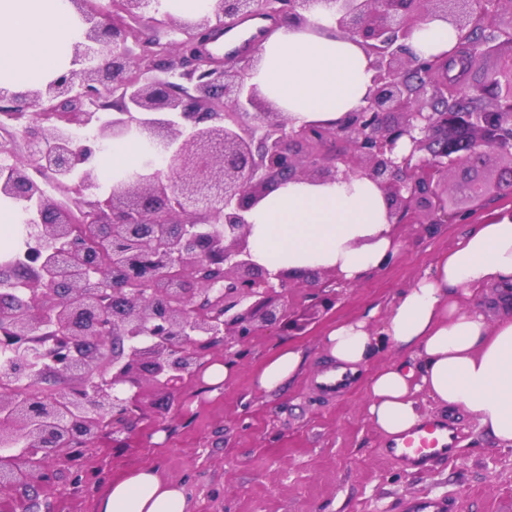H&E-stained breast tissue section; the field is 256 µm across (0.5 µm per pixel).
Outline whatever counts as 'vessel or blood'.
I'll use <instances>...</instances> for the list:
<instances>
[{"instance_id": "obj_1", "label": "vessel or blood", "mask_w": 512, "mask_h": 512, "mask_svg": "<svg viewBox=\"0 0 512 512\" xmlns=\"http://www.w3.org/2000/svg\"><path fill=\"white\" fill-rule=\"evenodd\" d=\"M458 439L452 423L431 418L393 439L387 453L406 469L426 472L455 458ZM400 512H459V506L452 496L424 494L405 498Z\"/></svg>"}]
</instances>
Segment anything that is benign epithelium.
Wrapping results in <instances>:
<instances>
[{
    "instance_id": "benign-epithelium-1",
    "label": "benign epithelium",
    "mask_w": 512,
    "mask_h": 512,
    "mask_svg": "<svg viewBox=\"0 0 512 512\" xmlns=\"http://www.w3.org/2000/svg\"><path fill=\"white\" fill-rule=\"evenodd\" d=\"M88 24L73 48L71 68L41 89L0 88V113L20 123L36 148L0 164V195L26 216L29 242L23 266L28 295L9 296L16 273L0 265V346L26 366L49 363L46 375L88 381L87 390L51 389L38 406L0 390V492L12 512H32L40 496L58 490L72 465L70 449L91 447L104 435L130 432L142 418L144 386L171 395L194 375L217 345L243 343L265 328L302 329L292 318L288 289H313L310 308L328 311L323 269L296 279L258 266L249 248L246 213L272 188L291 180L330 182L348 176L383 192L391 224H424L435 232L460 211L448 208V170L485 164L493 155L512 162V70H491L466 89L482 100L465 116L441 103L444 87L410 91L405 77L419 59L408 39L428 18L466 26L476 0H331L339 32L356 37L372 57L367 104L334 125H288L283 113L260 110L245 68L261 52L218 57L213 34L250 13L306 22L313 0H211L197 20L165 15L177 35L165 50L182 56L159 67L128 50L130 19L145 20L149 0H73ZM512 0H495V27L509 38L481 47L480 59L512 49ZM502 91H486L492 80ZM93 125L90 143L76 129ZM136 136L159 147L141 171L102 190L92 160L107 140ZM406 141L409 151L398 155ZM85 225L77 237L73 225ZM62 329L38 341L44 324Z\"/></svg>"
}]
</instances>
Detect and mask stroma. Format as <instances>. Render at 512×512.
Here are the masks:
<instances>
[{"label":"stroma","instance_id":"1","mask_svg":"<svg viewBox=\"0 0 512 512\" xmlns=\"http://www.w3.org/2000/svg\"><path fill=\"white\" fill-rule=\"evenodd\" d=\"M448 204L469 212V219L435 234L422 224L392 225L399 246L392 263L339 289L332 310L304 330H262L246 343L208 353L207 361L231 363L222 385H206L197 373L185 378L175 398L147 391L146 417L129 446L104 439L92 447L91 464L73 466L62 477L55 512H95L112 479L144 466L182 484L195 512H398L401 500L425 493L455 495L461 512H512V449L497 448L461 410L448 413L461 429L456 458L413 473L386 456L388 439L367 414L363 381L333 396L316 385L321 339L331 326L384 315L471 225L512 210V193L482 208L452 193ZM285 343L304 350V373L284 392L257 390L256 370Z\"/></svg>","mask_w":512,"mask_h":512}]
</instances>
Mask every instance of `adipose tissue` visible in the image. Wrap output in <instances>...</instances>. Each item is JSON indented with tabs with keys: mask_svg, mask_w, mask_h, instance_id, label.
<instances>
[{
	"mask_svg": "<svg viewBox=\"0 0 512 512\" xmlns=\"http://www.w3.org/2000/svg\"><path fill=\"white\" fill-rule=\"evenodd\" d=\"M298 26L276 30L263 43L248 84L294 126L333 124L364 105L374 71L363 47L337 33L329 0H314ZM78 23L69 0H0V87L30 89L67 70ZM455 31L439 19L422 23L410 44L428 57L450 50ZM252 259L275 273L301 276L337 270L354 283L394 257L382 191L371 180L283 183L248 212ZM496 290L489 321L459 296ZM391 346L403 358L367 374L377 352ZM337 373L365 377L368 414L386 436L421 420L414 400L425 391L438 405L462 409L501 448L512 447V217L476 224L450 252L402 290L377 327L367 320L336 324L323 338ZM302 350L281 346L261 367L256 385L285 390L304 370ZM97 512H192L183 486L142 467L112 480Z\"/></svg>",
	"mask_w": 512,
	"mask_h": 512,
	"instance_id": "adipose-tissue-1",
	"label": "adipose tissue"
}]
</instances>
